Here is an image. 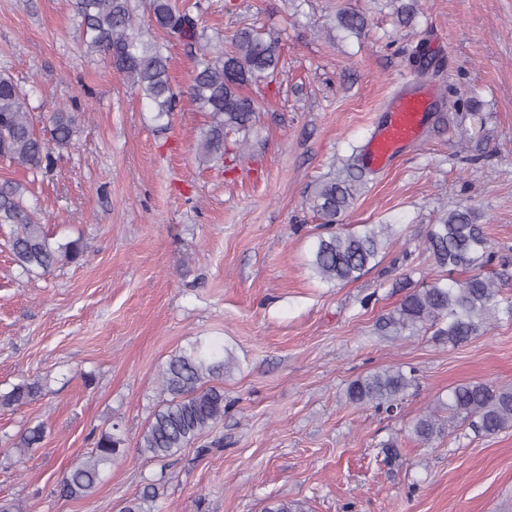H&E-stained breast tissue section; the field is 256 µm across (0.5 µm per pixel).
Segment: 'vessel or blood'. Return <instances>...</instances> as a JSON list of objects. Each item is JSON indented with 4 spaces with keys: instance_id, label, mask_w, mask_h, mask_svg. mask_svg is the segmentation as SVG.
<instances>
[{
    "instance_id": "1",
    "label": "vessel or blood",
    "mask_w": 512,
    "mask_h": 512,
    "mask_svg": "<svg viewBox=\"0 0 512 512\" xmlns=\"http://www.w3.org/2000/svg\"><path fill=\"white\" fill-rule=\"evenodd\" d=\"M434 103L432 88L409 81L401 82L383 106L382 119L361 147L363 166L371 171L381 170L405 146L418 141L424 134Z\"/></svg>"
}]
</instances>
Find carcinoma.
<instances>
[{
    "instance_id": "1",
    "label": "carcinoma",
    "mask_w": 512,
    "mask_h": 512,
    "mask_svg": "<svg viewBox=\"0 0 512 512\" xmlns=\"http://www.w3.org/2000/svg\"><path fill=\"white\" fill-rule=\"evenodd\" d=\"M81 18L82 42L87 51L107 57L150 100L157 117L175 110L178 94L168 73L167 40H174L194 61L187 94L208 121L201 129L197 150L201 161L221 158L232 144L243 150L245 135L256 123L257 102L245 94L252 83L273 77L281 67L279 39L254 27H243L232 38L231 48L221 50L202 43L197 23L188 10L171 0H151L152 27L166 35L162 42H149L131 33V0H75ZM364 15L349 10L336 14V28L361 33ZM75 134V117L61 109L51 114L49 136L37 132L29 95L12 77L0 74V156L26 168L32 177L50 171L56 151L68 147ZM358 176L348 169L343 179L319 182L308 204L327 227L351 207L353 183ZM26 188L14 181L0 183V226H10L8 246L14 264L26 274H47L59 262H75L83 255L78 240L53 243L33 212L24 203ZM391 230L388 224H364L362 229L331 231L321 235L311 252L308 266L313 275L327 283L359 280L377 259ZM426 249L435 263L448 269L446 280L437 279L409 291L399 305L382 314L376 333L392 341L418 336L429 330L451 345L487 332L499 315L512 319V302L499 299L502 288L512 282V270L504 267L491 279L482 269L496 255L490 250L484 225L475 209L450 210L426 235ZM458 271L470 275L462 280ZM235 367L233 354L197 342L173 355L161 373L162 392L168 395L136 442L137 453L163 460L190 446L224 419V388L212 384ZM415 377L400 368L376 370L352 380L346 398L355 405H371L391 413L402 403ZM46 382L23 381L4 394L0 406L20 407L36 401ZM460 419L484 435L512 427V389L484 382L460 384L448 389L438 408L420 416L411 434L423 444L448 434ZM112 431L97 438L94 448L77 465L63 474L60 492L79 499L95 492L104 471L123 456V439ZM44 426L27 428L13 442L22 453L44 439ZM156 491L144 489L121 512H161Z\"/></svg>"
}]
</instances>
